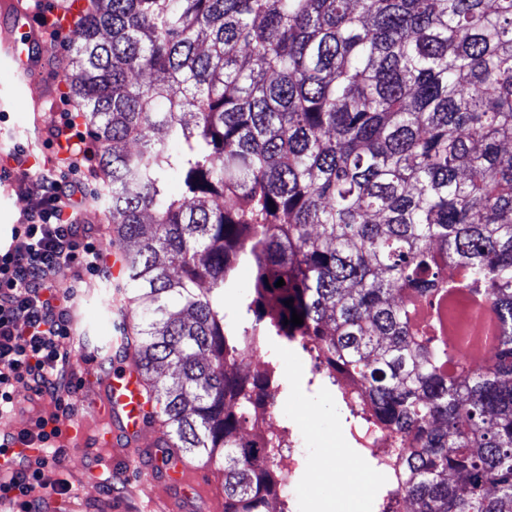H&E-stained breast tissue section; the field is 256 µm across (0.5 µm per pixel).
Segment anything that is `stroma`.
I'll list each match as a JSON object with an SVG mask.
<instances>
[{"instance_id": "35a3bbf8", "label": "stroma", "mask_w": 512, "mask_h": 512, "mask_svg": "<svg viewBox=\"0 0 512 512\" xmlns=\"http://www.w3.org/2000/svg\"><path fill=\"white\" fill-rule=\"evenodd\" d=\"M59 5L60 0H42L40 9L27 12L29 25L46 39L51 54L36 86L23 93L11 110L0 113V165L6 164L8 153L15 149L25 150L33 143L48 145L59 114L77 109L65 93L63 82V67L73 54L74 34L66 31L61 38H51L50 26L43 23L44 17L55 12ZM45 89L50 96L41 106L44 122L36 129L30 120L31 100ZM72 166L87 172L89 177L81 204V227L104 257H111L121 247L113 240L107 189L97 170V159L69 153L53 159L50 168L55 171ZM10 183L11 197L0 198V244L6 246L12 242L13 227L21 224L38 204L36 194L22 185L20 176H13ZM67 277L79 280L80 290L72 307L73 334L66 342L68 358L62 393L75 404L76 412L70 422L80 427L81 434L69 443L64 463L55 474L56 479L72 486L75 495L52 496L50 512H146L160 496V488L141 479L127 485L113 483L108 450L93 445L95 423L84 405L80 386L83 367L94 358L105 357L109 341L116 334L122 314L113 310L112 305L120 301V291L108 273L95 276L75 267ZM268 352L279 359L281 378L287 387L277 423L295 429L299 436L303 465L298 470L295 489L297 512H379L377 503L350 500L343 484L328 474L329 463L335 461L360 471L366 478V487L382 482L370 457L346 440L349 413L335 390L321 384L309 385L308 355L294 351L289 345L272 346ZM16 399V412L10 418L0 419V435L26 428L31 420L50 408L49 400L35 396L23 383L16 386Z\"/></svg>"}]
</instances>
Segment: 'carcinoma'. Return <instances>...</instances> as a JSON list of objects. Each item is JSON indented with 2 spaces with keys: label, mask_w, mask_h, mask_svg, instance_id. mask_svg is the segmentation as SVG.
<instances>
[{
  "label": "carcinoma",
  "mask_w": 512,
  "mask_h": 512,
  "mask_svg": "<svg viewBox=\"0 0 512 512\" xmlns=\"http://www.w3.org/2000/svg\"><path fill=\"white\" fill-rule=\"evenodd\" d=\"M64 80L139 313L115 350L224 512L285 495L286 431L243 434L282 389L238 366L262 336L362 385L403 449L384 512H512V0H87ZM447 290L491 362L431 329Z\"/></svg>",
  "instance_id": "obj_1"
}]
</instances>
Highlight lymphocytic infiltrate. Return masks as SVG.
Masks as SVG:
<instances>
[{"mask_svg":"<svg viewBox=\"0 0 512 512\" xmlns=\"http://www.w3.org/2000/svg\"><path fill=\"white\" fill-rule=\"evenodd\" d=\"M13 160L40 201L14 231L19 246L0 250V418L14 412L18 382L52 399L54 408L29 427L0 436V450L18 444L33 449L29 455L15 452L8 476L0 478V502L12 512H45L52 495L70 491L69 484L53 478L65 455L62 421L75 413L73 404L57 397V377L67 356L64 344L71 334L69 309L77 290L63 279L75 264L100 271L103 256L80 227L75 198L85 193L84 176L27 167L20 150Z\"/></svg>","mask_w":512,"mask_h":512,"instance_id":"obj_1","label":"lymphocytic infiltrate"}]
</instances>
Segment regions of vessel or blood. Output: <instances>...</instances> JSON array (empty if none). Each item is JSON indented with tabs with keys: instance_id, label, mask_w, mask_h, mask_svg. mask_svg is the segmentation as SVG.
<instances>
[{
	"instance_id": "1",
	"label": "vessel or blood",
	"mask_w": 512,
	"mask_h": 512,
	"mask_svg": "<svg viewBox=\"0 0 512 512\" xmlns=\"http://www.w3.org/2000/svg\"><path fill=\"white\" fill-rule=\"evenodd\" d=\"M25 18L20 0H0V62L11 67L21 85L30 84L43 62L41 38L28 27ZM81 384L88 393L89 411L100 421L96 444L118 452L119 464L112 470L113 478L124 479L137 472L148 480H156L158 468L150 458L157 442L148 439L149 426L142 419L151 405L143 393V379L137 366L127 361L117 368L97 365L83 374ZM167 469L177 475L184 490L160 496L161 512H193L200 500L208 503L211 512H219L221 503L203 482L202 468L175 456Z\"/></svg>"
}]
</instances>
